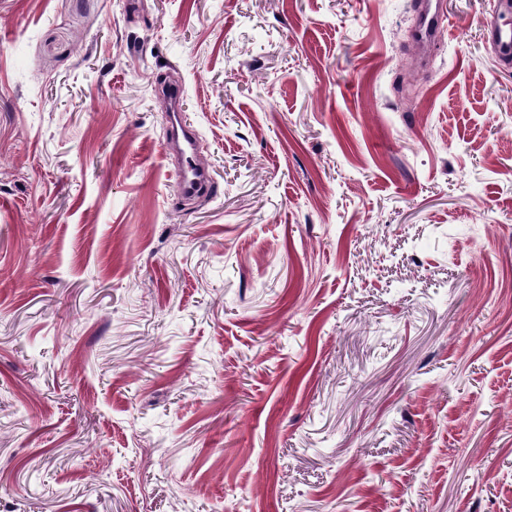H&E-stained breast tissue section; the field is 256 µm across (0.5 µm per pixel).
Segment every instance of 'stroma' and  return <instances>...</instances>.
Returning a JSON list of instances; mask_svg holds the SVG:
<instances>
[{
  "instance_id": "obj_1",
  "label": "stroma",
  "mask_w": 512,
  "mask_h": 512,
  "mask_svg": "<svg viewBox=\"0 0 512 512\" xmlns=\"http://www.w3.org/2000/svg\"><path fill=\"white\" fill-rule=\"evenodd\" d=\"M415 3L0 0V512H512V65ZM435 2L432 11L431 5ZM420 7V20L417 35L420 40L436 41L444 37L447 27L443 23L444 13L439 0H426L418 2ZM163 88L164 96L171 101L168 111V128L165 133L166 151L175 150L180 157L177 166V191L179 196H199L211 192L212 179L194 163L199 147L196 128L181 111L184 87L181 83L160 84L157 93ZM179 133L181 141H179Z\"/></svg>"
}]
</instances>
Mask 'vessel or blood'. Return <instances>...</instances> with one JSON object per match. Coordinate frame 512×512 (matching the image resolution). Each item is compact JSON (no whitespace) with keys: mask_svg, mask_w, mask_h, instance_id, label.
Masks as SVG:
<instances>
[{"mask_svg":"<svg viewBox=\"0 0 512 512\" xmlns=\"http://www.w3.org/2000/svg\"><path fill=\"white\" fill-rule=\"evenodd\" d=\"M420 20L417 29L419 39L436 41L444 37L447 28L441 8L432 7L430 0H421ZM480 24L492 45L495 55L503 61L512 60V0H497L494 13L482 16ZM164 96L170 100L168 128L165 133L167 149L176 151L180 157L177 166V191L182 196H199L210 193L211 177L194 163L199 147L195 127L181 111L184 97L182 84H167Z\"/></svg>","mask_w":512,"mask_h":512,"instance_id":"1","label":"vessel or blood"}]
</instances>
